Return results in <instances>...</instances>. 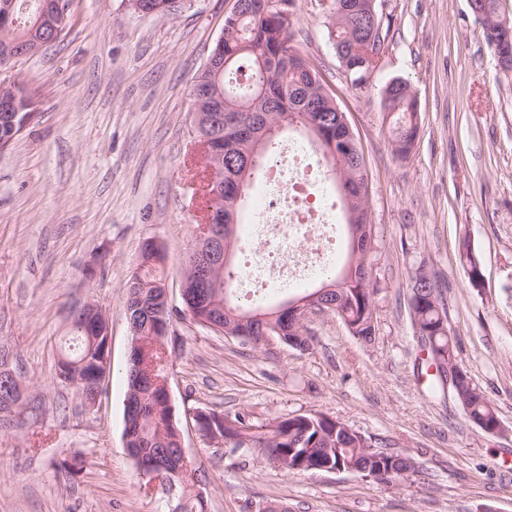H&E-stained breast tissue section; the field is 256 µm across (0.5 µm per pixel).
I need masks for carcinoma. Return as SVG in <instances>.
Instances as JSON below:
<instances>
[{"mask_svg":"<svg viewBox=\"0 0 512 512\" xmlns=\"http://www.w3.org/2000/svg\"><path fill=\"white\" fill-rule=\"evenodd\" d=\"M155 16L173 19L182 12L187 0H149ZM286 7L276 11L269 0H244L240 11L224 20V41L214 53L220 57L216 69H203L195 77L193 89L200 101L196 134L213 136V147L221 162L216 164V177L224 181V196L211 201L216 211L224 210L225 198L242 188L248 192L259 177L262 161L271 159L280 131L304 127L310 119H320L323 138L318 147L330 160L331 175L338 191L350 187L357 194L366 177L361 153L349 150L340 138V118L336 103L316 70L291 45L294 36L292 0H283ZM487 15L485 24L489 45L496 38L495 23L505 15L501 0H478ZM360 0H332L328 34L340 62L350 71L353 84L373 63L372 54L381 52L385 35L382 16H369L357 10ZM18 25L0 24V62L14 48L34 39L46 17L53 15L50 0H16ZM390 124L394 154L407 158L419 133L416 97L410 85L397 79V85L383 97ZM349 250L342 267L330 284L339 288L328 300L335 303L330 313L337 316L352 336L369 342L375 335L373 294L366 268L367 251L356 250L357 229L347 225ZM461 257L471 284H476L478 258L467 243H462ZM163 246L154 242L142 249V262L128 280L126 311L130 312L134 329L132 339L153 340L159 336L155 301L166 289L159 264ZM213 286L208 303H197L179 313L190 316L205 327L213 322L220 327L231 326L240 335L251 337L258 348L261 324H274L288 329V312L266 309L246 300L234 288V271L228 262L210 270ZM410 290H418L415 312L419 315L416 332L428 365L455 360L452 337L448 334L445 299L435 277L428 281H410ZM69 331L65 346L60 349L56 365L59 380L75 389L86 401L95 398L100 380L96 372L103 360L105 337L99 316L81 319V311L73 309L68 316ZM166 366L160 363L158 351L144 352L131 347L126 372V392L134 393L131 411L124 414V435L130 444L148 452L163 474L179 468L175 456L177 437L181 435L173 408L162 400V390L154 379L165 376ZM459 383L446 384L441 373L429 375L431 394L447 390L455 394L466 416L482 430L491 432L499 418L483 391L465 370H460ZM20 383L8 389L0 387V412H8L21 401ZM207 420L213 422L224 445L235 450H251L239 441L243 437L273 461L288 460V469L318 472L323 466L356 467L361 474L378 481L397 485L414 470L389 452L378 459L365 455L362 443L346 431V425L319 412L284 417L263 431H252L241 415L234 417L214 410ZM180 512H205L204 500L192 491L183 494Z\"/></svg>","mask_w":512,"mask_h":512,"instance_id":"cac0c4a2","label":"carcinoma"}]
</instances>
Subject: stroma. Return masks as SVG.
<instances>
[{
    "label": "stroma",
    "mask_w": 512,
    "mask_h": 512,
    "mask_svg": "<svg viewBox=\"0 0 512 512\" xmlns=\"http://www.w3.org/2000/svg\"><path fill=\"white\" fill-rule=\"evenodd\" d=\"M236 0H192L176 18L128 0H68L60 37L0 69L34 120L0 153V349L22 400L0 414V512H173L178 495L146 490L123 437L131 346L126 294L141 248L164 246L169 304H180L189 246L206 199L193 146L191 90ZM390 31L377 70L352 86L319 0H294V38L344 112L364 154L372 224L376 334L359 342L339 318L310 324L301 351L254 350L189 318L167 339L171 404L207 512H512V79L468 0H378ZM394 78L412 86L419 137L393 152L382 108ZM469 241L483 280L460 261ZM427 264L447 300L456 360L495 407L484 432L454 399L427 390L409 306ZM94 277H86L87 267ZM106 313L110 369L95 406L56 376L67 315ZM265 425L320 412L411 458L395 486L356 472H298L231 451L195 428V409Z\"/></svg>",
    "instance_id": "1"
}]
</instances>
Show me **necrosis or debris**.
I'll list each match as a JSON object with an SVG mask.
<instances>
[{
  "label": "necrosis or debris",
  "mask_w": 512,
  "mask_h": 512,
  "mask_svg": "<svg viewBox=\"0 0 512 512\" xmlns=\"http://www.w3.org/2000/svg\"><path fill=\"white\" fill-rule=\"evenodd\" d=\"M308 155L305 146L288 142L264 169L253 200L255 221L246 229L253 246L245 264L246 298L275 286L300 285L335 259L331 210L314 202L322 166L308 162Z\"/></svg>",
  "instance_id": "necrosis-or-debris-1"
}]
</instances>
